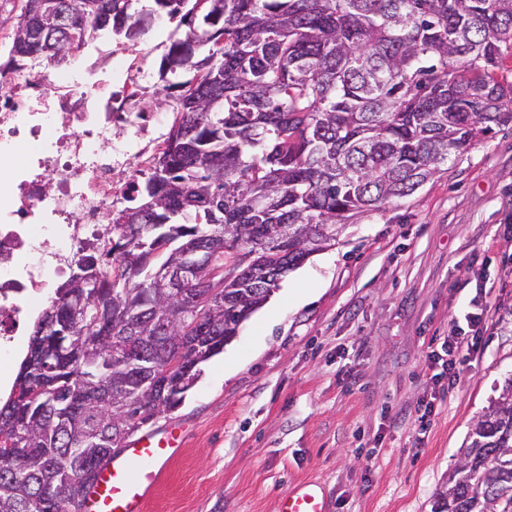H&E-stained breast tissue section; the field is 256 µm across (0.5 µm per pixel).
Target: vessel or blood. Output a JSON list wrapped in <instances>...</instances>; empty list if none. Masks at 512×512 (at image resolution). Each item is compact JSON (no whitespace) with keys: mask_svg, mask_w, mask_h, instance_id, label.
<instances>
[{"mask_svg":"<svg viewBox=\"0 0 512 512\" xmlns=\"http://www.w3.org/2000/svg\"><path fill=\"white\" fill-rule=\"evenodd\" d=\"M181 444V437L171 431L127 444L103 466L85 512H145L148 495L160 480L159 462L173 456ZM281 512H326V506L315 493L295 490L283 495Z\"/></svg>","mask_w":512,"mask_h":512,"instance_id":"vessel-or-blood-1","label":"vessel or blood"}]
</instances>
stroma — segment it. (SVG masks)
Listing matches in <instances>:
<instances>
[{
  "label": "stroma",
  "instance_id": "stroma-1",
  "mask_svg": "<svg viewBox=\"0 0 512 512\" xmlns=\"http://www.w3.org/2000/svg\"><path fill=\"white\" fill-rule=\"evenodd\" d=\"M177 20L161 14L130 52L157 69ZM492 304L455 382L432 338L468 332ZM512 379V127L494 130L415 194L349 221L290 272L183 404L148 512H280L293 488L328 512H431L477 419ZM432 404L426 431L415 411Z\"/></svg>",
  "mask_w": 512,
  "mask_h": 512
}]
</instances>
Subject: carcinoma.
Returning a JSON list of instances; mask_svg holds the SVG:
<instances>
[{
  "mask_svg": "<svg viewBox=\"0 0 512 512\" xmlns=\"http://www.w3.org/2000/svg\"><path fill=\"white\" fill-rule=\"evenodd\" d=\"M25 0L12 60L52 62L154 14L184 35L162 59L175 124L112 214L98 288L78 265L35 320L0 403V512H81L101 465L177 408L201 366L348 220L412 196L512 126V0ZM207 54H201L202 48ZM458 66L448 67V60ZM196 82H174L178 71ZM222 251L183 288L156 277L185 244ZM131 354L160 377L129 373ZM433 512H512V380L475 422Z\"/></svg>",
  "mask_w": 512,
  "mask_h": 512,
  "instance_id": "1",
  "label": "carcinoma"
}]
</instances>
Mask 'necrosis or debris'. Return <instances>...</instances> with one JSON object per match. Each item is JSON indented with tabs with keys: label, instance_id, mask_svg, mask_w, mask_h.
I'll return each mask as SVG.
<instances>
[{
	"label": "necrosis or debris",
	"instance_id": "necrosis-or-debris-1",
	"mask_svg": "<svg viewBox=\"0 0 512 512\" xmlns=\"http://www.w3.org/2000/svg\"><path fill=\"white\" fill-rule=\"evenodd\" d=\"M149 78L118 50L87 75L62 71L51 94L24 70L0 82V377L27 316L108 237L106 214L153 163L161 140L145 108ZM117 125L127 141L102 152Z\"/></svg>",
	"mask_w": 512,
	"mask_h": 512
}]
</instances>
